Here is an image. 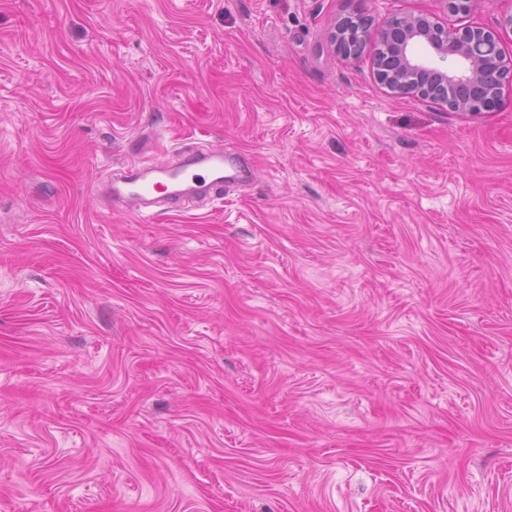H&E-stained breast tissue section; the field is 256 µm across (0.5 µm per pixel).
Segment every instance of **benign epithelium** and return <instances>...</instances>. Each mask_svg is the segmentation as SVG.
I'll list each match as a JSON object with an SVG mask.
<instances>
[{
  "mask_svg": "<svg viewBox=\"0 0 512 512\" xmlns=\"http://www.w3.org/2000/svg\"><path fill=\"white\" fill-rule=\"evenodd\" d=\"M358 38L364 43L387 38L394 45V60L376 65L378 79L388 90L430 99L462 114L491 108L503 82L512 78L502 54L478 53V47L496 41L493 33L480 28L450 30L422 14H408L377 25L369 19ZM448 56L458 61L452 72L435 64V59Z\"/></svg>",
  "mask_w": 512,
  "mask_h": 512,
  "instance_id": "1",
  "label": "benign epithelium"
}]
</instances>
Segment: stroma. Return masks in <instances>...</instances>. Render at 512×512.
Listing matches in <instances>:
<instances>
[{
    "mask_svg": "<svg viewBox=\"0 0 512 512\" xmlns=\"http://www.w3.org/2000/svg\"><path fill=\"white\" fill-rule=\"evenodd\" d=\"M504 0H0V512H512V83L388 93L335 23ZM241 150L142 221L128 160ZM109 187L99 196L108 205L125 203L129 212L137 213L140 218H146L151 214L143 211L154 199L155 194L167 191V186L162 181H144L140 177L126 176L108 184Z\"/></svg>",
    "mask_w": 512,
    "mask_h": 512,
    "instance_id": "stroma-1",
    "label": "stroma"
}]
</instances>
